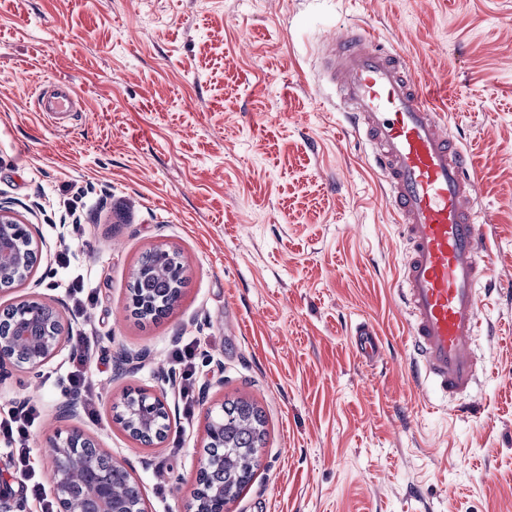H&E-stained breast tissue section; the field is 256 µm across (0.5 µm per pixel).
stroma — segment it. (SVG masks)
<instances>
[{
	"label": "stroma",
	"mask_w": 512,
	"mask_h": 512,
	"mask_svg": "<svg viewBox=\"0 0 512 512\" xmlns=\"http://www.w3.org/2000/svg\"><path fill=\"white\" fill-rule=\"evenodd\" d=\"M351 24L408 55L474 166L486 371L463 415L412 367L386 184L321 76L325 39ZM47 79L81 99L65 127L36 110ZM0 200L42 238L41 285L0 310L66 299L80 275L99 300L67 313L76 333L143 357L126 373L92 362L99 419L79 424L131 463L150 512H185L206 409L228 398L262 410L266 438L224 512H512V0H0ZM158 246L188 281L141 323L128 287ZM361 323L377 364L355 352ZM177 336L200 340L202 398L188 417L169 394L166 439L143 445L112 407L164 388ZM65 362L37 385L0 380V407L42 408L30 460L45 473Z\"/></svg>",
	"instance_id": "1"
}]
</instances>
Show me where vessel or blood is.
Listing matches in <instances>:
<instances>
[{"mask_svg":"<svg viewBox=\"0 0 512 512\" xmlns=\"http://www.w3.org/2000/svg\"><path fill=\"white\" fill-rule=\"evenodd\" d=\"M322 64L342 111L371 148L406 246L398 295L409 317L412 361L445 395L467 399L483 369L474 340L482 329L478 286L487 239L474 209L466 155L412 73L405 55L368 30L329 37ZM66 83H48L38 109L54 124L77 111ZM358 353L379 357L369 326L356 331Z\"/></svg>","mask_w":512,"mask_h":512,"instance_id":"obj_1","label":"vessel or blood"}]
</instances>
